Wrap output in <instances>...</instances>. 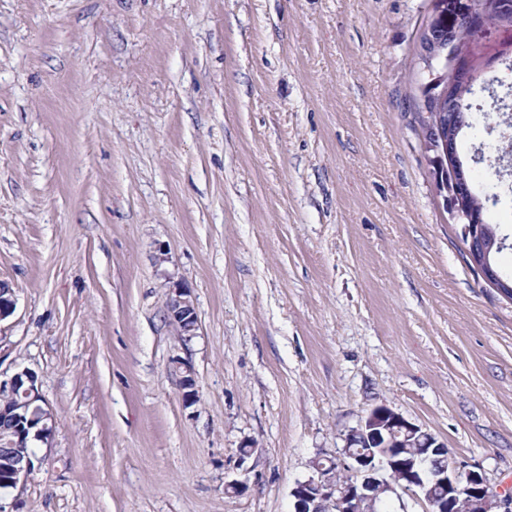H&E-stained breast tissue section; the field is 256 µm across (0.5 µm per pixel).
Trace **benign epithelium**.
Listing matches in <instances>:
<instances>
[{"label":"benign epithelium","instance_id":"7a95c632","mask_svg":"<svg viewBox=\"0 0 512 512\" xmlns=\"http://www.w3.org/2000/svg\"><path fill=\"white\" fill-rule=\"evenodd\" d=\"M510 14L512 0H433L428 19L432 35L421 59L434 103L442 105L448 99L445 68L451 64L459 69L475 59V44L440 37V22L447 21L453 30L470 26L477 36L487 38L501 29V19ZM427 135L437 194L450 217L462 224L470 219L463 201L472 194V178L457 163L455 141L440 121L430 124ZM15 308V291L0 280V322ZM166 312L177 335L185 339L197 335L192 296L179 282L166 288ZM178 369L182 404L188 408L199 399L195 372L186 362L178 363ZM1 393L15 399L14 405L0 408V415L11 422L5 429L7 444L18 453L0 482L15 489L31 477L38 461L23 448L30 442L49 443L53 416L43 407L35 374L26 369L0 378ZM311 468L312 475L296 482L291 491L293 512H382L385 499L400 500L404 494L424 500L431 512H455L460 497L470 512H512V495L501 493L481 468L457 464L446 442L386 405L369 410L346 435L336 459L316 458Z\"/></svg>","mask_w":512,"mask_h":512}]
</instances>
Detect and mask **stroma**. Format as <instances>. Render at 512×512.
I'll list each match as a JSON object with an SVG mask.
<instances>
[{
	"label": "stroma",
	"instance_id": "obj_1",
	"mask_svg": "<svg viewBox=\"0 0 512 512\" xmlns=\"http://www.w3.org/2000/svg\"><path fill=\"white\" fill-rule=\"evenodd\" d=\"M429 7L0 0V372H33L54 414L0 512H292L381 404L512 486V300L468 266L418 136ZM479 52L475 105L512 83V30ZM486 122L460 154L508 273ZM166 288V312L169 322L175 327L178 336L188 339L196 336L198 316L188 288L180 282H168ZM180 376V388L182 390L183 407H191L199 399V391L196 385L193 367L186 362H177Z\"/></svg>",
	"mask_w": 512,
	"mask_h": 512
}]
</instances>
